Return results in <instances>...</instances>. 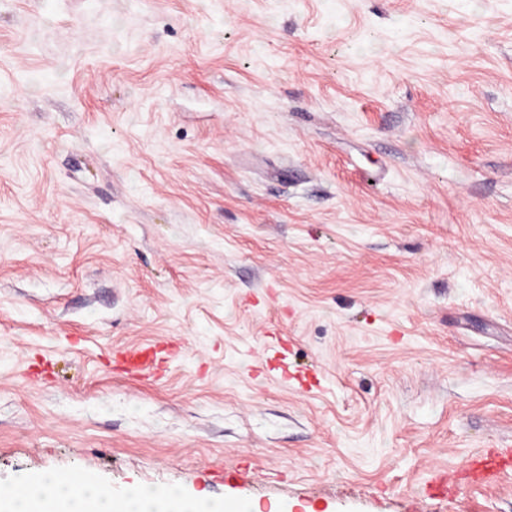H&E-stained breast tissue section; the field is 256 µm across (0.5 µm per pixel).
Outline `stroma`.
I'll return each instance as SVG.
<instances>
[{
	"label": "stroma",
	"instance_id": "obj_1",
	"mask_svg": "<svg viewBox=\"0 0 512 512\" xmlns=\"http://www.w3.org/2000/svg\"><path fill=\"white\" fill-rule=\"evenodd\" d=\"M508 446L512 0H0V492L512 512L421 492ZM174 350L175 345L171 343L152 341L125 346L115 357L124 370L135 377L159 378Z\"/></svg>",
	"mask_w": 512,
	"mask_h": 512
}]
</instances>
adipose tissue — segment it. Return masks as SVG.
Returning <instances> with one entry per match:
<instances>
[{"instance_id":"1","label":"adipose tissue","mask_w":512,"mask_h":512,"mask_svg":"<svg viewBox=\"0 0 512 512\" xmlns=\"http://www.w3.org/2000/svg\"><path fill=\"white\" fill-rule=\"evenodd\" d=\"M0 512H260V509L248 503L188 501L178 493L152 489L133 490L116 503L83 476L55 475L0 495Z\"/></svg>"}]
</instances>
